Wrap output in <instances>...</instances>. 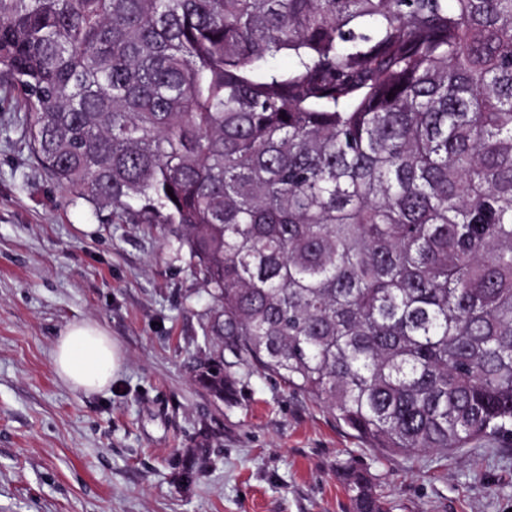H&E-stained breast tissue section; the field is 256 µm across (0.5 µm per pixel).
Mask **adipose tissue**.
Instances as JSON below:
<instances>
[{"instance_id": "adipose-tissue-1", "label": "adipose tissue", "mask_w": 512, "mask_h": 512, "mask_svg": "<svg viewBox=\"0 0 512 512\" xmlns=\"http://www.w3.org/2000/svg\"><path fill=\"white\" fill-rule=\"evenodd\" d=\"M121 362V352L111 336L92 322L68 326L58 336L53 350V366L58 378L86 392L107 388Z\"/></svg>"}]
</instances>
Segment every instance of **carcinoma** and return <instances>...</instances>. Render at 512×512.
Listing matches in <instances>:
<instances>
[{
  "label": "carcinoma",
  "mask_w": 512,
  "mask_h": 512,
  "mask_svg": "<svg viewBox=\"0 0 512 512\" xmlns=\"http://www.w3.org/2000/svg\"><path fill=\"white\" fill-rule=\"evenodd\" d=\"M455 2L0 0L32 154L171 227L214 396L227 352L384 454L512 440V0Z\"/></svg>",
  "instance_id": "carcinoma-1"
}]
</instances>
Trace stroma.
Returning a JSON list of instances; mask_svg holds the SVG:
<instances>
[{
	"mask_svg": "<svg viewBox=\"0 0 512 512\" xmlns=\"http://www.w3.org/2000/svg\"><path fill=\"white\" fill-rule=\"evenodd\" d=\"M22 114L0 80V512H351L348 467L390 512H512L506 439L389 456L263 372L238 365L232 394L204 390L211 300L173 234L71 201ZM81 321L123 357L99 393L54 370L57 337Z\"/></svg>",
	"mask_w": 512,
	"mask_h": 512,
	"instance_id": "obj_1",
	"label": "stroma"
}]
</instances>
